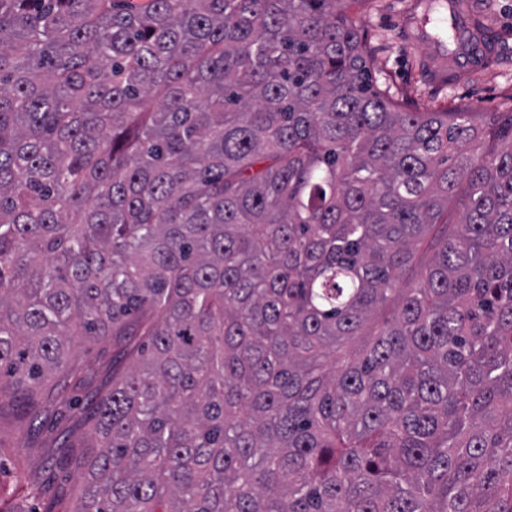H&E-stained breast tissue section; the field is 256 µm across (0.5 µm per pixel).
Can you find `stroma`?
Segmentation results:
<instances>
[{
	"label": "stroma",
	"instance_id": "35a3bbf8",
	"mask_svg": "<svg viewBox=\"0 0 512 512\" xmlns=\"http://www.w3.org/2000/svg\"><path fill=\"white\" fill-rule=\"evenodd\" d=\"M412 0H361L352 9L368 33L371 82L377 90L414 112L465 108L477 124L512 117V0H467L493 39L494 57L482 69L442 85L429 83L430 67L443 64L431 42L409 41L403 16ZM40 429L32 433L11 397L0 398V499L12 512H73L79 462L85 440L80 418L69 408L34 406ZM37 484L28 497L19 477Z\"/></svg>",
	"mask_w": 512,
	"mask_h": 512
}]
</instances>
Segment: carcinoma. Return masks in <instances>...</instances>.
Masks as SVG:
<instances>
[{
    "instance_id": "obj_1",
    "label": "carcinoma",
    "mask_w": 512,
    "mask_h": 512,
    "mask_svg": "<svg viewBox=\"0 0 512 512\" xmlns=\"http://www.w3.org/2000/svg\"><path fill=\"white\" fill-rule=\"evenodd\" d=\"M351 2L0 0V387L112 334L73 512H512V117ZM415 0H367L352 9L359 25L368 33L366 50L372 59L371 82L377 90L403 108L414 112H442L467 108L477 124L504 123L512 113V0H464L470 17L479 18L493 39V49L483 44L474 48L469 41L459 49L457 74H464L444 85L443 65L430 41L409 42L403 15ZM413 2V14L422 4ZM427 75V78H426Z\"/></svg>"
}]
</instances>
